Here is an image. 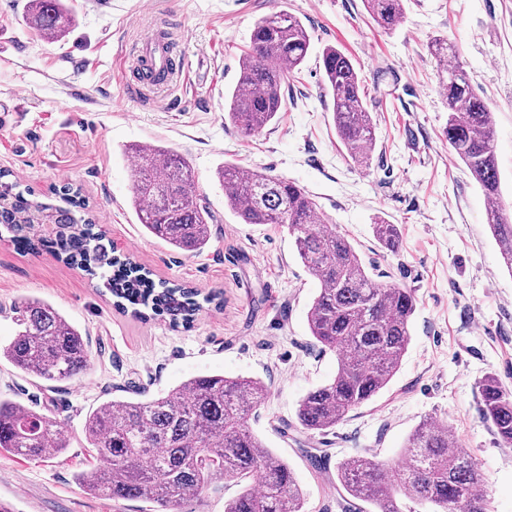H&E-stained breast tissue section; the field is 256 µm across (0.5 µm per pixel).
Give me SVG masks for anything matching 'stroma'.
<instances>
[{
    "instance_id": "obj_1",
    "label": "stroma",
    "mask_w": 512,
    "mask_h": 512,
    "mask_svg": "<svg viewBox=\"0 0 512 512\" xmlns=\"http://www.w3.org/2000/svg\"><path fill=\"white\" fill-rule=\"evenodd\" d=\"M29 0H0V169L44 200L79 189L117 255L155 281L198 290L190 324L119 310L99 277L59 259L57 227L39 224L28 250L0 232V344L17 325L12 307L48 301L81 332L91 361L70 381L49 383L0 359V395L56 417L70 439L57 458L0 453V502L15 512H144L141 501L88 495L75 476L86 467L83 426L111 398L152 397L191 377L251 376L270 395L249 419L267 448L287 461L306 512H340L342 460L398 461L426 420L446 423L482 474L490 512H512V447H500L480 413L479 383L495 377L512 391V274L487 224L485 197L452 152L448 109L428 44L453 42L457 59L495 117L502 195L512 200V0H405L393 31H382L363 0H64L70 30L49 40L25 23ZM285 10L301 19L310 48L284 88L279 119L243 137L224 122L228 91L255 22ZM160 31L184 81L140 91L136 70L113 77L116 56ZM353 60L376 124L369 167L353 166L336 135L321 53ZM156 143L192 164L197 189L215 213L203 254L170 250L146 235L131 205L126 147ZM293 181L305 188L371 268L376 279L412 289L417 306L401 366L372 400L328 433L301 429L296 410L336 374L335 352L311 336L307 313L317 281L301 264L287 228L242 224L224 205L219 165ZM396 224L397 251L373 234L375 217ZM321 455L313 468L310 454Z\"/></svg>"
}]
</instances>
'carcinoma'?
Wrapping results in <instances>:
<instances>
[{
	"instance_id": "carcinoma-1",
	"label": "carcinoma",
	"mask_w": 512,
	"mask_h": 512,
	"mask_svg": "<svg viewBox=\"0 0 512 512\" xmlns=\"http://www.w3.org/2000/svg\"><path fill=\"white\" fill-rule=\"evenodd\" d=\"M367 13L383 31L404 15L403 0H364ZM62 0H33L28 25L56 39L65 33ZM310 35L301 20L285 11L259 19L243 54L240 75L229 91L224 120L240 134H260L283 110L286 80L305 61ZM431 53L440 64L439 85L448 107L444 135L490 202L488 225L501 258L512 272V204L500 194L494 149V116L475 92L464 70L448 65L453 43L434 39ZM326 89L333 101L336 133L347 157L370 165L375 128L362 91V79L349 56L327 46L322 52ZM132 206L151 237L196 255L208 246L214 216L197 192L189 162L155 144L136 145ZM224 204L242 224L288 228L295 249L319 289L309 308L311 336L337 356L335 377L300 401L297 420L306 431L326 433L370 401L398 371L411 336L416 310L412 290L373 279L350 242L325 229L327 218L298 184L224 164L216 171ZM57 202L30 199L13 183L0 182V223L19 236L30 224L59 225L67 261L87 271L107 265L112 296L134 313L165 314L189 323L200 308L198 291L169 286L149 271L111 255L86 202L69 185L56 191ZM377 240L392 250L395 225L374 224ZM17 334L0 357L37 379L66 382L86 370L89 350L81 333L50 303L23 298L15 303ZM269 387L252 377L213 374L190 378L151 398L142 394L102 403L86 417L83 432L96 464L78 474L94 497L114 502L141 500L160 512H179L220 478L242 486L224 502V512H305L304 496L288 463L266 448L248 425L267 399ZM481 413L501 446L512 447V392L487 376L480 382ZM60 421L15 400L0 397V453L54 459L69 448ZM404 467L363 455L341 461L336 480L347 494L338 503L351 512L349 499L374 506V512H401L404 496L429 512H489L473 455L448 431L425 421L404 446Z\"/></svg>"
}]
</instances>
